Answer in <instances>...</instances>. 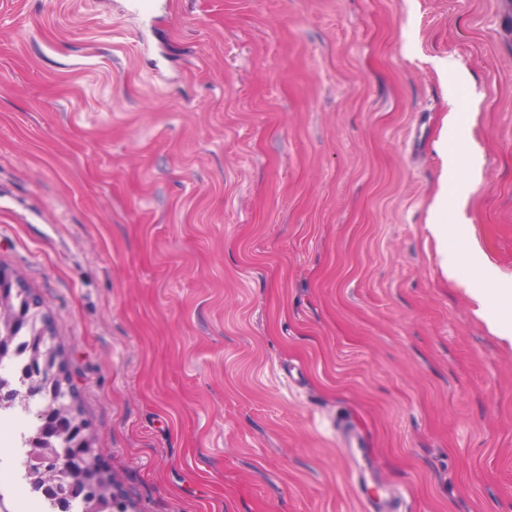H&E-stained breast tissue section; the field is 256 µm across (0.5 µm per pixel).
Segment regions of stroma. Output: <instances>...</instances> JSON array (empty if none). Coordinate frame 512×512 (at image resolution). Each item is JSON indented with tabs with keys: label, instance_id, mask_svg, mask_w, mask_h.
Masks as SVG:
<instances>
[{
	"label": "stroma",
	"instance_id": "obj_1",
	"mask_svg": "<svg viewBox=\"0 0 512 512\" xmlns=\"http://www.w3.org/2000/svg\"><path fill=\"white\" fill-rule=\"evenodd\" d=\"M0 0V270L136 512H512V0ZM357 429L367 459L348 455ZM448 169L442 180L439 192L436 196L435 205L431 210L427 228L431 235L443 246L444 262L443 267L448 273V279L460 280V268L453 253H448V239L455 233V224L448 223V170L451 175L456 171L458 155L450 152L447 155Z\"/></svg>",
	"mask_w": 512,
	"mask_h": 512
}]
</instances>
